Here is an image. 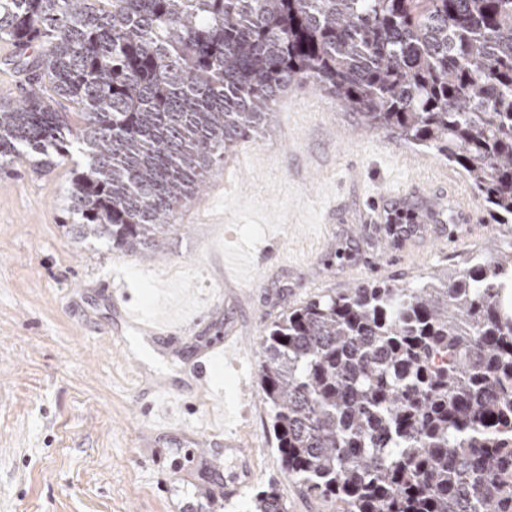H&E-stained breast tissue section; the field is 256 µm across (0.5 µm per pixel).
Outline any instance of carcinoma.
Returning a JSON list of instances; mask_svg holds the SVG:
<instances>
[{
  "label": "carcinoma",
  "mask_w": 512,
  "mask_h": 512,
  "mask_svg": "<svg viewBox=\"0 0 512 512\" xmlns=\"http://www.w3.org/2000/svg\"><path fill=\"white\" fill-rule=\"evenodd\" d=\"M25 92L0 170L73 163L69 233L156 252L211 166L308 82L458 165L512 224V0H0ZM512 237L413 286L314 295L267 326L288 478L337 512H512ZM253 512H288L276 486Z\"/></svg>",
  "instance_id": "carcinoma-1"
}]
</instances>
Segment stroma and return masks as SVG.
I'll use <instances>...</instances> for the list:
<instances>
[{
  "mask_svg": "<svg viewBox=\"0 0 512 512\" xmlns=\"http://www.w3.org/2000/svg\"><path fill=\"white\" fill-rule=\"evenodd\" d=\"M284 97L287 110L211 169L207 191L176 211L151 256L68 234L69 166L36 173L18 161L0 173V512H173L205 489L240 485L228 437L255 448L260 483L277 486L288 512H330L281 470L259 389L260 338L310 296L355 287L344 271L383 249L359 228L368 196L436 181L449 164L363 130L324 90ZM501 239L485 223L372 281L414 284L461 268L471 251L494 253ZM114 287L141 313L178 315L184 331L155 344L117 335ZM227 335L241 351L215 376L223 399L192 393L204 350ZM130 347L168 395L148 388Z\"/></svg>",
  "mask_w": 512,
  "mask_h": 512,
  "instance_id": "obj_1",
  "label": "stroma"
}]
</instances>
